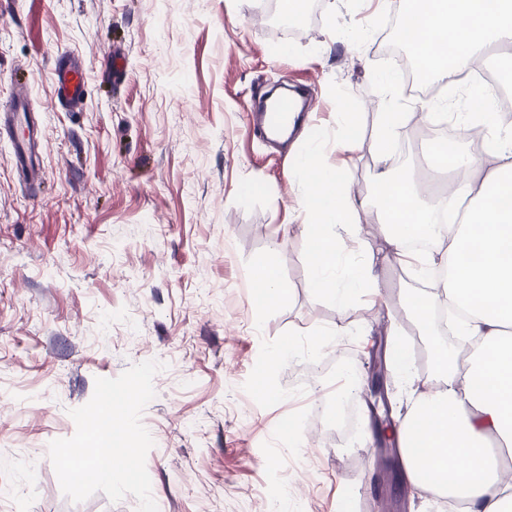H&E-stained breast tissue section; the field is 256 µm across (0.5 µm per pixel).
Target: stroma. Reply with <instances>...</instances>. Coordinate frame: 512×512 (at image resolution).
Returning a JSON list of instances; mask_svg holds the SVG:
<instances>
[{
  "label": "stroma",
  "instance_id": "stroma-1",
  "mask_svg": "<svg viewBox=\"0 0 512 512\" xmlns=\"http://www.w3.org/2000/svg\"><path fill=\"white\" fill-rule=\"evenodd\" d=\"M298 30L279 0H0V110L28 86L42 129L40 182L24 187L0 139V512H137L101 492L72 502L49 458L71 437V409L96 378L155 360L142 423L160 512H435L378 451L394 440L409 389L389 371L392 421L355 397L352 425L328 422L347 376L363 379L408 281L388 265L384 299L340 315L309 291V241L291 217V174L306 142L247 132L248 114L282 83L307 93L337 136L336 95L362 135L392 102L391 69L361 36L357 0H316ZM87 78L79 109L60 107L53 60ZM116 60L120 82L102 79ZM271 262L288 290L264 305L254 268ZM343 327L325 351L308 339ZM294 350L273 364L270 352ZM316 431L280 454L289 421Z\"/></svg>",
  "mask_w": 512,
  "mask_h": 512
}]
</instances>
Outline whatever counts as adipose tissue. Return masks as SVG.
I'll list each match as a JSON object with an SVG mask.
<instances>
[{
  "instance_id": "1",
  "label": "adipose tissue",
  "mask_w": 512,
  "mask_h": 512,
  "mask_svg": "<svg viewBox=\"0 0 512 512\" xmlns=\"http://www.w3.org/2000/svg\"><path fill=\"white\" fill-rule=\"evenodd\" d=\"M406 0L404 35L428 82L455 90L437 104L413 102L431 125L450 123L464 132L479 129L483 144L472 149L464 137L433 154L434 167L455 172L453 187L436 197L419 189L391 151L406 125L401 104L379 113L375 134L364 140L352 120L346 97L336 101L334 147L314 142L294 165L305 186L294 213L309 235L310 291L333 298L341 315L362 298L380 295L378 262L394 263L413 280L401 295L406 316L422 335L433 337L431 385L416 390L404 349L395 359L408 385L410 406L403 423L414 435L400 451V462L416 489L462 504L463 512H512V122L496 99L481 111L461 100L474 66L492 48L512 45V0ZM456 51L439 52L437 38ZM372 153L377 191L371 201L354 193L343 165H331V151ZM389 225L381 258L368 253L360 236V215ZM439 245L437 255L411 249L414 240ZM450 265L443 279L431 271ZM447 303L466 307L455 333L468 349L437 340L433 310Z\"/></svg>"
}]
</instances>
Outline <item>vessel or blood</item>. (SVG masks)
<instances>
[{
	"mask_svg": "<svg viewBox=\"0 0 512 512\" xmlns=\"http://www.w3.org/2000/svg\"><path fill=\"white\" fill-rule=\"evenodd\" d=\"M57 78V100L60 105H76L86 89V78L65 54H58L54 61ZM30 105L26 95H18L13 103L0 112V138L8 139L13 148V159L27 181L37 177L35 160L39 151L41 136L39 130L28 119ZM288 121V106L280 104L267 112L252 115L251 132L266 139L275 130L281 129Z\"/></svg>",
	"mask_w": 512,
	"mask_h": 512,
	"instance_id": "obj_1",
	"label": "vessel or blood"
}]
</instances>
